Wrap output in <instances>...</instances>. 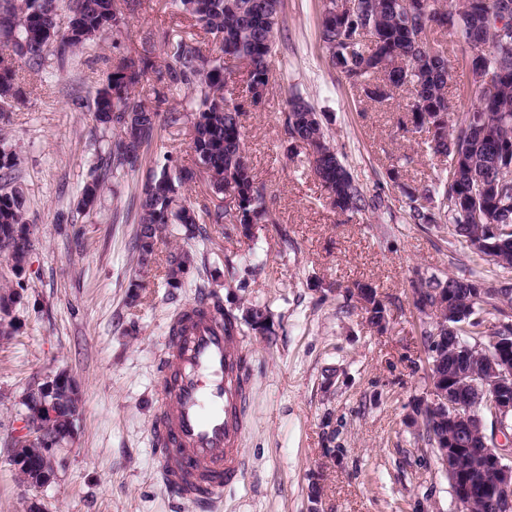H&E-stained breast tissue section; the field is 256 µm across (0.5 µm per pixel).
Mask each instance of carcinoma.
I'll use <instances>...</instances> for the list:
<instances>
[{
  "instance_id": "carcinoma-1",
  "label": "carcinoma",
  "mask_w": 512,
  "mask_h": 512,
  "mask_svg": "<svg viewBox=\"0 0 512 512\" xmlns=\"http://www.w3.org/2000/svg\"><path fill=\"white\" fill-rule=\"evenodd\" d=\"M57 0H0V37L13 55L40 67L52 53L62 54L113 31L124 23L118 0H70V16L64 30L54 20ZM182 10L206 34L219 39L224 63L208 59L201 51L180 41L172 47L165 70L166 86L183 85L195 94L197 108L192 121L191 149L195 167L178 165L166 158L161 172L143 185L134 247L141 264L148 263L155 245L170 224L190 230L199 217L179 198V189L201 177L212 193H229L235 199L228 212L217 206L207 211L210 224H232L248 237L259 224H274L275 196L256 181L243 150V119L247 107L262 104L269 89V58L274 50V34L279 25L281 0H180ZM433 0H361L363 11L336 15V0H329L320 22V38L328 51L330 65L353 88L372 100L391 97L396 90L406 94L404 115L399 127L407 133L425 132L432 153L446 159L439 179L406 192V220L410 224H451L455 235L468 242L477 235L490 245L470 248L473 266L459 268L458 274L444 279L416 273L412 293L430 304L437 301L455 315L462 341L475 343L484 336L479 327L503 314L501 300L482 292L493 288L483 276L482 264L512 270V185L501 182L499 172L512 167V47L495 54L487 50L472 61V85L476 107L458 122L451 119L445 89L452 77V66L443 55L434 56L417 41L415 29L435 23L461 33L470 46H490L492 30L501 15L500 0H461L441 10ZM240 64L247 77L246 102L224 98L226 72ZM155 64L148 57L126 55L113 67L94 101L96 121L120 130L112 152L97 156L90 179L82 188L78 207L94 208L105 180L124 168H135L143 148L163 126L180 124L182 114L162 109L166 93L155 91L154 106L135 99V88L151 73ZM16 71L12 58L0 57V99L12 95ZM285 129L291 142L306 149L314 175L340 214L375 211L384 206L379 195L369 196L358 178L342 163L324 131L321 115L300 94L291 93ZM441 198L438 211L428 207L433 197ZM33 246L30 226L23 221L21 195L0 185V250L9 252L16 274L24 271ZM167 284L180 288L188 273L187 259L181 252L166 259ZM353 288L367 291L364 307L368 322L381 327L385 306L371 284L356 282ZM18 292L0 294V335L9 334L12 306ZM216 311L224 324L244 323L255 334H272L273 322L262 323L245 315L241 318L224 309L219 298ZM436 327L421 321L420 332L427 350L439 351L440 362L448 363V349L433 341ZM55 416L48 420L32 416L38 427L66 435L72 408L78 399L70 378L56 384L47 395ZM419 439L428 448L448 433L429 418Z\"/></svg>"
}]
</instances>
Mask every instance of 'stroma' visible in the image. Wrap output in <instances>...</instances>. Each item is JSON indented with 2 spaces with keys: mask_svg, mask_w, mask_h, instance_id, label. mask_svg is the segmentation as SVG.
<instances>
[{
  "mask_svg": "<svg viewBox=\"0 0 512 512\" xmlns=\"http://www.w3.org/2000/svg\"><path fill=\"white\" fill-rule=\"evenodd\" d=\"M324 0H282L269 59L273 84L244 120L248 161L273 190L276 221L243 237L231 224L189 235L176 224L148 265L132 248L139 196L165 156L194 164L191 91L167 89L181 124L161 128L135 170L114 173L91 211L78 207L98 154L118 137L94 118L97 90L118 59L168 62L186 41L218 56L212 36L174 0H134L121 30L44 65L15 63L16 94L0 117V149L15 154L11 185L23 199L34 247L13 308L15 330L0 341V512H195L162 488L150 426L155 385L168 356L173 305L211 291L234 314L268 311L272 338L244 331L253 369L249 421L239 440L241 484L211 512H460L432 449L411 423L430 386L414 273L440 277L470 251L448 226L406 221L405 188L433 182L443 167L426 134L398 130L401 98L370 101L328 65L320 39ZM448 58L452 115L475 104L470 45L434 26ZM324 116L333 146L366 194L385 210L339 214L310 174L305 149L284 126L289 90ZM188 254L184 287L168 286L166 257ZM139 281L131 293V281ZM376 287L386 325L372 327L348 292ZM64 368L81 397L71 440L57 448L53 479L29 487L10 462L23 398Z\"/></svg>",
  "mask_w": 512,
  "mask_h": 512,
  "instance_id": "stroma-1",
  "label": "stroma"
}]
</instances>
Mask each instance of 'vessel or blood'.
<instances>
[{
	"label": "vessel or blood",
	"instance_id": "vessel-or-blood-1",
	"mask_svg": "<svg viewBox=\"0 0 512 512\" xmlns=\"http://www.w3.org/2000/svg\"><path fill=\"white\" fill-rule=\"evenodd\" d=\"M193 307L188 320L168 329L171 356L157 380L163 407L152 435L166 458L164 489L208 512L242 478L235 443L252 382L239 336L225 334L209 300Z\"/></svg>",
	"mask_w": 512,
	"mask_h": 512
}]
</instances>
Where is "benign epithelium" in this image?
I'll return each instance as SVG.
<instances>
[{"instance_id":"obj_1","label":"benign epithelium","mask_w":512,"mask_h":512,"mask_svg":"<svg viewBox=\"0 0 512 512\" xmlns=\"http://www.w3.org/2000/svg\"><path fill=\"white\" fill-rule=\"evenodd\" d=\"M489 349L470 347L458 336H437L436 341L462 345L466 353L448 379L431 376L428 403L448 421V440L437 454V463L448 477L461 512H471L473 500L483 494L482 474L491 470L495 493L487 499L491 512H512V338L491 326ZM18 447L35 446L42 461L12 456L16 467L31 472L28 483L46 484L53 472L55 451L61 439L35 432L23 415L15 429Z\"/></svg>"}]
</instances>
